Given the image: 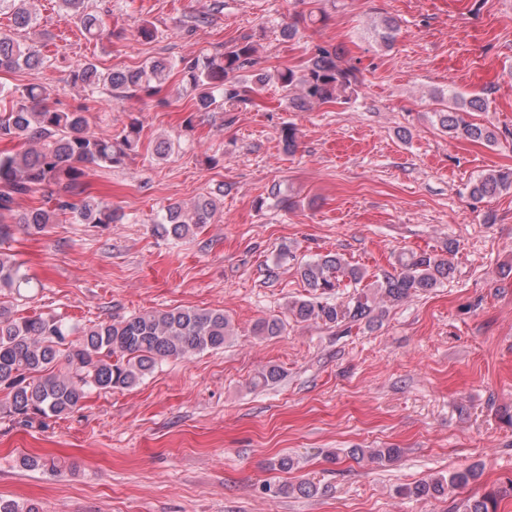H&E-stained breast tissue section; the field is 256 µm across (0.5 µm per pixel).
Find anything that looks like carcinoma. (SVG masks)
I'll list each match as a JSON object with an SVG mask.
<instances>
[{"instance_id":"obj_1","label":"carcinoma","mask_w":512,"mask_h":512,"mask_svg":"<svg viewBox=\"0 0 512 512\" xmlns=\"http://www.w3.org/2000/svg\"><path fill=\"white\" fill-rule=\"evenodd\" d=\"M26 0H0V10L12 11L13 26L27 31L37 26V15L25 6ZM76 16L81 32L90 39H102L106 32L103 14L88 9L86 0H61ZM398 25L386 18L373 29L375 41L389 45ZM252 37L242 35L233 46L202 62L180 60L182 90L191 97L195 112H233L252 101L259 87L277 86L288 107L305 111L315 104L348 103L363 85L359 71L343 63L337 50L317 45L301 70L285 68L273 72L257 68ZM50 56L33 44L22 43L0 33V69L45 68ZM173 64L158 58L148 63L103 72L92 62L77 65L72 82L96 92L107 90L114 99L153 97L160 91ZM433 117L441 131L451 138L463 137L493 145L495 130L468 119L483 112L487 101L479 95L453 94L434 97ZM81 105L72 111L59 110L48 103L42 88L31 85L12 91L0 88V139L16 140L21 149L0 151V241L12 235L7 216L19 197L32 195L54 185L59 188L52 208L33 207L18 223L40 233L59 215L70 213L80 224H111L116 220L112 207L84 195L87 170L97 166L121 165L138 147L137 122L119 135L89 132L87 113ZM512 189V170H491L470 185V196L483 199ZM219 200L201 196L187 204L176 202L165 208L160 228L175 240L181 239L217 214ZM399 270L384 273L350 296L334 303L329 296L341 283L355 286L366 278L364 269L327 254L299 265L307 295L289 302L288 313L299 322H313L328 328L379 321L384 306L413 294L428 292L450 281L454 264L436 254L411 252L397 259ZM29 287L21 264L8 252H0V295L20 294ZM285 322L278 317L259 320L256 336H279ZM78 335L75 340L72 335ZM232 336L229 318L222 309L175 307L132 314L120 320L99 322L88 327L69 324L52 315L23 317L0 302V415L12 417H59L79 408L90 390H128L138 386L165 361L192 354L218 351ZM351 456L371 463L390 462L401 455L399 448H353ZM475 468L454 471L421 480L399 490L416 499L440 498L448 491L478 479ZM280 495L310 497L316 488L301 482L276 488ZM494 493L465 499L458 512H496ZM0 512H40L38 505L0 497Z\"/></svg>"}]
</instances>
